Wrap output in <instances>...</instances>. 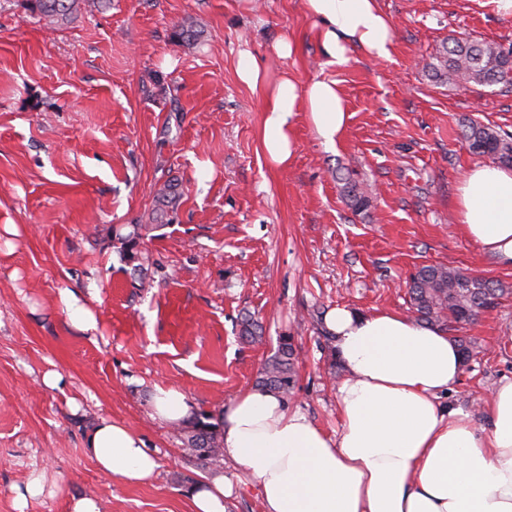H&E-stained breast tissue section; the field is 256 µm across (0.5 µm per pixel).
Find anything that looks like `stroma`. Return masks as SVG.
<instances>
[{
    "label": "stroma",
    "instance_id": "35a3bbf8",
    "mask_svg": "<svg viewBox=\"0 0 512 512\" xmlns=\"http://www.w3.org/2000/svg\"><path fill=\"white\" fill-rule=\"evenodd\" d=\"M377 4L390 59L355 50L328 68L304 0H110L55 28L25 0H0V512H16L37 473L59 490L26 512H69L74 496L101 512H192L188 491L211 467L153 418L155 387L220 424L283 336L298 354L288 406L335 432L343 370L325 313H408L424 265L500 287L476 323L446 329L473 349L447 400L483 423L491 391L512 381V267L459 229L457 187L483 161L461 131L475 120L512 138V90L439 80L428 64L454 39L511 51L512 14L494 0ZM185 25L196 40L180 38ZM284 36L297 44L288 57L275 49ZM244 49L270 78L336 80L349 118L335 148L300 112L287 166L269 160L263 91L236 72ZM346 178L371 186L367 210L344 199ZM166 184L175 203L157 196ZM64 291L96 334L70 324ZM248 315L262 343L242 341ZM102 418L155 452L150 482L100 472L85 440ZM221 468L229 512H265L257 483L232 460Z\"/></svg>",
    "mask_w": 512,
    "mask_h": 512
}]
</instances>
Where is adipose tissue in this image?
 Returning <instances> with one entry per match:
<instances>
[{
  "label": "adipose tissue",
  "mask_w": 512,
  "mask_h": 512,
  "mask_svg": "<svg viewBox=\"0 0 512 512\" xmlns=\"http://www.w3.org/2000/svg\"><path fill=\"white\" fill-rule=\"evenodd\" d=\"M325 63L346 65L352 48L389 58L391 24L376 0H305ZM237 74L263 86V141L287 166L291 119L308 115L316 136L336 146L348 120L336 80L269 83L262 60L241 51ZM458 224L468 240L512 264V168L477 164L458 186ZM344 370L340 429L328 435L279 396L243 392L222 418L224 454L258 483L266 512H512V381L498 386L486 425L442 402L458 381V345L439 327L393 310L344 307L324 317ZM98 469L129 483L150 480L156 454L124 423L100 419L86 439ZM233 485L213 470L193 488V512H227Z\"/></svg>",
  "instance_id": "obj_1"
}]
</instances>
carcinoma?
<instances>
[{
    "label": "carcinoma",
    "mask_w": 512,
    "mask_h": 512,
    "mask_svg": "<svg viewBox=\"0 0 512 512\" xmlns=\"http://www.w3.org/2000/svg\"><path fill=\"white\" fill-rule=\"evenodd\" d=\"M30 8L50 25L70 23L86 8L101 9L105 0H27ZM426 67L435 75H448L459 84L493 87L512 85V52L482 41L454 39ZM469 149L499 162H512V142L496 129L479 122L470 123L463 132ZM342 192L351 208L363 211L370 206L371 194L358 184L347 181ZM497 289L481 278L470 276L442 264L425 265L410 278L407 294L417 319L439 327L452 322L472 323L486 309ZM242 337L250 342L263 339L262 325L247 318L242 322ZM297 352L293 337H280L276 351L266 362L257 386L282 398L291 394L296 379ZM185 445L196 456L211 465H219L224 456L223 441L214 425L202 414L191 422Z\"/></svg>",
    "instance_id": "1"
}]
</instances>
